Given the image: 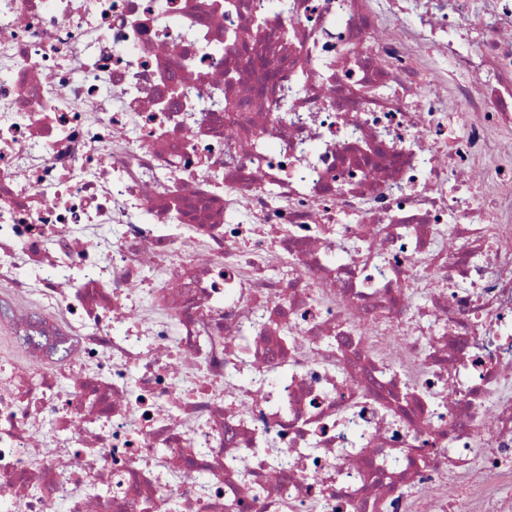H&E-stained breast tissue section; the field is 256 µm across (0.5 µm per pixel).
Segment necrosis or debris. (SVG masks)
<instances>
[{
    "instance_id": "4bbe7bcc",
    "label": "necrosis or debris",
    "mask_w": 512,
    "mask_h": 512,
    "mask_svg": "<svg viewBox=\"0 0 512 512\" xmlns=\"http://www.w3.org/2000/svg\"><path fill=\"white\" fill-rule=\"evenodd\" d=\"M508 133L512 0H0V512H512Z\"/></svg>"
}]
</instances>
